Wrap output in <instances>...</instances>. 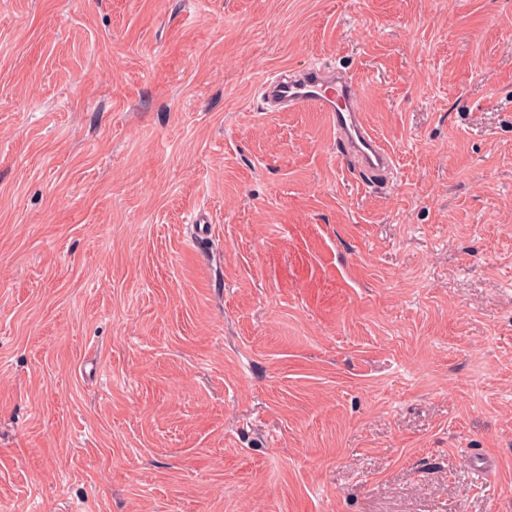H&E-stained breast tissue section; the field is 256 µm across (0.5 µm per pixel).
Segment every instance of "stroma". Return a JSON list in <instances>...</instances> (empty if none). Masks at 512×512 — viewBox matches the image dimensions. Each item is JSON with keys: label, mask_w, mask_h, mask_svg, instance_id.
Wrapping results in <instances>:
<instances>
[{"label": "stroma", "mask_w": 512, "mask_h": 512, "mask_svg": "<svg viewBox=\"0 0 512 512\" xmlns=\"http://www.w3.org/2000/svg\"><path fill=\"white\" fill-rule=\"evenodd\" d=\"M0 512H512V0H0ZM261 93L275 112H324L336 147L372 182L393 173L391 151L364 122L361 89L351 73L311 66L268 79Z\"/></svg>", "instance_id": "35a3bbf8"}]
</instances>
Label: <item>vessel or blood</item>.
<instances>
[{
    "label": "vessel or blood",
    "instance_id": "b4317fda",
    "mask_svg": "<svg viewBox=\"0 0 512 512\" xmlns=\"http://www.w3.org/2000/svg\"><path fill=\"white\" fill-rule=\"evenodd\" d=\"M261 93L277 112L306 108L323 112L337 148L368 179L374 181L393 173L391 151L364 122L357 105L361 89L351 73L311 66L268 79Z\"/></svg>",
    "mask_w": 512,
    "mask_h": 512
}]
</instances>
